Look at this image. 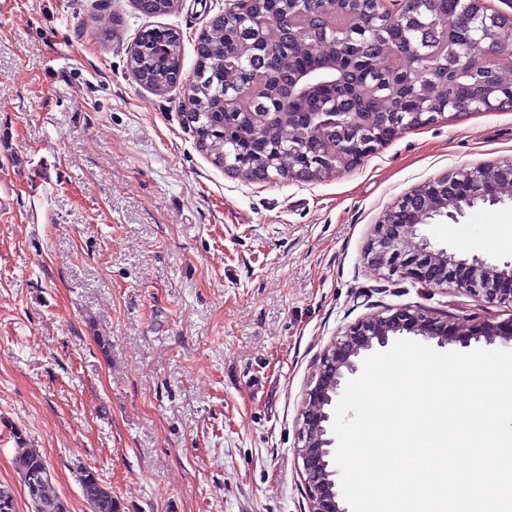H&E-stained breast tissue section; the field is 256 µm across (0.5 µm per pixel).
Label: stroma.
<instances>
[{
	"label": "stroma",
	"mask_w": 512,
	"mask_h": 512,
	"mask_svg": "<svg viewBox=\"0 0 512 512\" xmlns=\"http://www.w3.org/2000/svg\"><path fill=\"white\" fill-rule=\"evenodd\" d=\"M224 2L159 18L132 0L0 11V484L17 512H32L20 443L67 512H91L83 468L120 512H308L300 409L348 325L408 306L467 329L512 317L364 259L415 187L512 160V109L446 113L320 180H246L199 147L182 86L157 94L127 68L159 24L181 33L193 77ZM421 232L512 262L508 203Z\"/></svg>",
	"instance_id": "1"
}]
</instances>
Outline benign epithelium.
<instances>
[{
    "instance_id": "1",
    "label": "benign epithelium",
    "mask_w": 512,
    "mask_h": 512,
    "mask_svg": "<svg viewBox=\"0 0 512 512\" xmlns=\"http://www.w3.org/2000/svg\"><path fill=\"white\" fill-rule=\"evenodd\" d=\"M254 0H225L219 18L245 22L252 18ZM319 0H289L283 13L273 9L266 21L282 30L291 28L290 17L303 14ZM354 14L360 25L380 31L388 14L416 17L421 0H370L371 10L363 8L365 0H324ZM494 57L512 67V40L495 41ZM320 80L315 75L301 74L292 79L290 92L299 96L309 92ZM290 101L280 104L288 112V174L304 179L320 172L333 175L360 162L381 143L394 139L405 130L432 124L444 116L430 97H423L424 107L418 112H323V119L312 122L288 111ZM512 202V161L496 166L493 174L475 167L460 169L444 177L428 181L392 207L384 219L374 225L365 253L368 266L392 278L411 279L435 288H456L488 303L512 304V264L502 266L488 262L477 254L436 249L418 234L419 228L438 217L457 221L464 208L479 204L497 205ZM417 239L405 242L406 234ZM395 336H414L434 340L440 348L452 345L467 347L471 341L487 345L500 343L512 347V318L507 321L486 320L460 333L455 324L419 307L386 310L346 327L341 336L320 358L314 385L308 390L300 412L298 456L302 460V477L307 489L308 512H348L343 507L335 476L330 469L334 439L329 437L333 409L338 402L345 379L359 370L364 355L376 347H385Z\"/></svg>"
}]
</instances>
